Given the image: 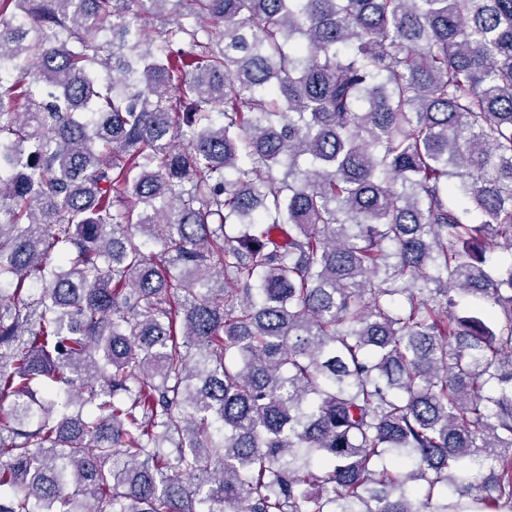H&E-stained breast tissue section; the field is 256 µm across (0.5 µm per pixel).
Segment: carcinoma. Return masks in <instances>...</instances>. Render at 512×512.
I'll return each instance as SVG.
<instances>
[{"label":"carcinoma","instance_id":"carcinoma-1","mask_svg":"<svg viewBox=\"0 0 512 512\" xmlns=\"http://www.w3.org/2000/svg\"><path fill=\"white\" fill-rule=\"evenodd\" d=\"M133 2L0 0V512H512V0Z\"/></svg>","mask_w":512,"mask_h":512}]
</instances>
